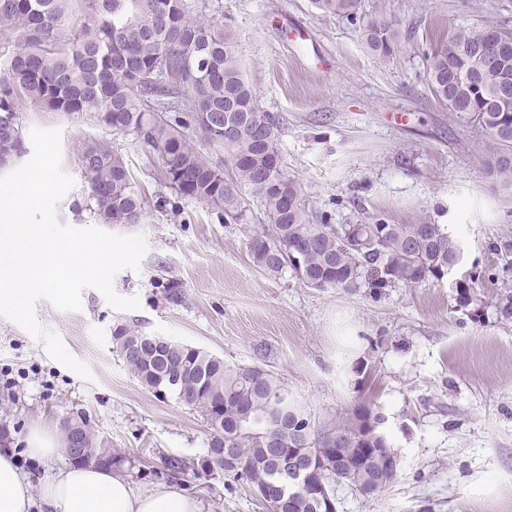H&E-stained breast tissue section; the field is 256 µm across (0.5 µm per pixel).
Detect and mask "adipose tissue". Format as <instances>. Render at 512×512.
I'll return each instance as SVG.
<instances>
[{
	"label": "adipose tissue",
	"instance_id": "ef3b65f1",
	"mask_svg": "<svg viewBox=\"0 0 512 512\" xmlns=\"http://www.w3.org/2000/svg\"><path fill=\"white\" fill-rule=\"evenodd\" d=\"M29 445L30 453L53 472L40 495H33L11 451L0 450V512H32L38 502L49 512H203L200 499L174 484L141 491L121 468L59 465L63 448L47 433H35Z\"/></svg>",
	"mask_w": 512,
	"mask_h": 512
}]
</instances>
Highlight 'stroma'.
Instances as JSON below:
<instances>
[{
	"mask_svg": "<svg viewBox=\"0 0 512 512\" xmlns=\"http://www.w3.org/2000/svg\"><path fill=\"white\" fill-rule=\"evenodd\" d=\"M203 3L235 32L245 76L259 106L280 122L279 147L312 218L364 224L382 212L392 224L450 222L462 230L467 266L501 265L487 245L512 241V188L487 175L480 128L434 101L427 71L433 45L458 26L512 23V0H362L364 19L384 18L400 33L389 58L367 50L361 25L323 15L311 0ZM23 124L62 131L63 168L76 185L57 217L74 227L95 222L74 209L87 194L80 146L111 141L125 156L143 217L106 230L144 235L149 245L139 270L113 280L120 296L138 297L139 309L115 310L93 288L79 312L36 305L39 323L90 367L91 380L0 317V428L33 488L51 472L28 453L29 437H61L66 416H84L129 454L142 471L133 480L140 490L166 481L165 459L193 464L205 454L201 414L158 397L117 353L112 336L123 325L229 365L272 370L322 420L346 416L361 397L382 406L399 478L375 499L339 487L337 512H512V323L496 316V284L481 285L486 308L477 322L444 283L344 291L305 287L289 272L267 277L246 248L255 223H225L180 195L135 135L30 106ZM182 486L206 512H266L243 482L191 471Z\"/></svg>",
	"mask_w": 512,
	"mask_h": 512,
	"instance_id": "stroma-1",
	"label": "stroma"
}]
</instances>
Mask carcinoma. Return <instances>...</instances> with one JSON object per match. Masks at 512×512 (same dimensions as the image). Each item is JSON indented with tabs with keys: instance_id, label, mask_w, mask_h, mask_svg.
<instances>
[{
	"instance_id": "carcinoma-1",
	"label": "carcinoma",
	"mask_w": 512,
	"mask_h": 512,
	"mask_svg": "<svg viewBox=\"0 0 512 512\" xmlns=\"http://www.w3.org/2000/svg\"><path fill=\"white\" fill-rule=\"evenodd\" d=\"M324 14L352 21L362 0H312ZM491 25L461 26L432 53L428 72L434 99L457 114L465 112L484 131L481 154L486 173L512 185V56L498 55L486 41ZM13 51L0 59V166L26 152L24 106L78 119L88 116L115 133L133 134L156 154L164 176L181 195L224 215L246 220L245 195L257 198L265 224L247 250L263 274L291 270L308 288H409L448 277L458 238L443 224L417 219L388 224L379 214L368 224L310 219L302 183L285 171L278 145L279 120L264 111L240 65V50L229 25L203 18L195 0H0V33ZM363 37L376 56L400 47L399 32L381 17L367 22ZM207 113L210 123L195 130L226 156L224 168L211 162L186 133L191 118ZM79 161L88 185L86 209L102 224H138L141 200L124 156L108 141L82 146ZM495 280L474 269L451 280L456 306L472 309L481 321L477 288ZM498 318L512 320V289L496 297ZM141 333L118 327L117 352L152 392L175 396L202 413L208 448H235L245 463L230 474L254 488L285 480L266 460L265 442L282 448H312L331 495L354 482L336 472V458L353 461L362 448H390L380 425L385 415L370 401L345 417L317 424L308 408L290 397L269 370L231 366L205 350L183 345L180 355L165 346L132 349ZM224 401V411L212 401ZM85 446L97 465L122 468L127 456L84 425Z\"/></svg>"
}]
</instances>
